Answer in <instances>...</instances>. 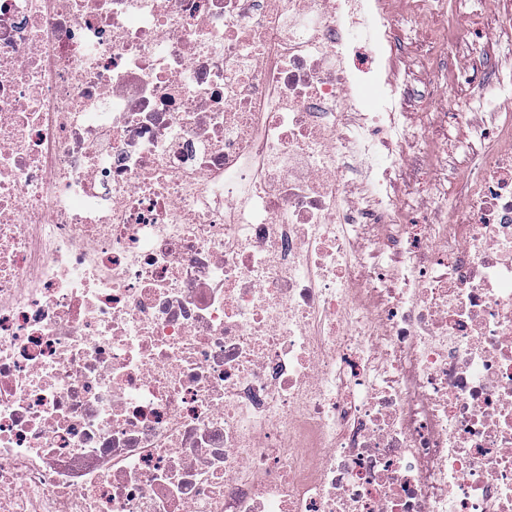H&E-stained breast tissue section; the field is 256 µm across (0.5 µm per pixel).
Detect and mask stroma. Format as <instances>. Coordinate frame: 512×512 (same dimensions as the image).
<instances>
[{
	"label": "stroma",
	"instance_id": "1",
	"mask_svg": "<svg viewBox=\"0 0 512 512\" xmlns=\"http://www.w3.org/2000/svg\"><path fill=\"white\" fill-rule=\"evenodd\" d=\"M394 23L397 51L390 76L402 86L405 119L423 124L426 113L441 109L440 86L447 71L461 75L454 96L466 116L447 129H425L427 145L407 149L409 161L441 157L435 172L447 180L449 202L463 198L467 174L486 148L481 137L489 111L483 106L486 74L512 75V0H428L421 16H413L412 0H383ZM462 22L464 29L451 52L441 50V27Z\"/></svg>",
	"mask_w": 512,
	"mask_h": 512
}]
</instances>
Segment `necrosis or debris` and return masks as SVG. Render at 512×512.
Here are the masks:
<instances>
[{
	"label": "necrosis or debris",
	"mask_w": 512,
	"mask_h": 512,
	"mask_svg": "<svg viewBox=\"0 0 512 512\" xmlns=\"http://www.w3.org/2000/svg\"><path fill=\"white\" fill-rule=\"evenodd\" d=\"M381 0H0V512H512V113L410 224ZM393 191L400 196L404 204L411 200L416 205L417 209L410 213V218L424 216L433 222L443 219L442 212L432 203V195L428 188H418L408 178L395 176Z\"/></svg>",
	"instance_id": "1"
}]
</instances>
